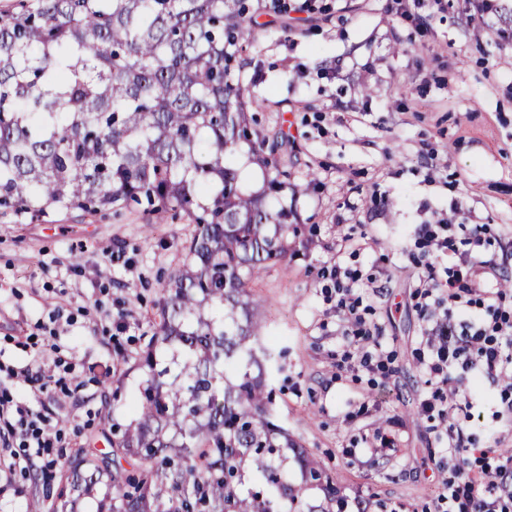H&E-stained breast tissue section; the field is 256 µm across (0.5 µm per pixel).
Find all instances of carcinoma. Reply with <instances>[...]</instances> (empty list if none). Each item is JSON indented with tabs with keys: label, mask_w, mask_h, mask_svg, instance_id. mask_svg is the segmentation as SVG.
<instances>
[{
	"label": "carcinoma",
	"mask_w": 512,
	"mask_h": 512,
	"mask_svg": "<svg viewBox=\"0 0 512 512\" xmlns=\"http://www.w3.org/2000/svg\"><path fill=\"white\" fill-rule=\"evenodd\" d=\"M281 0H24L0 12V209L43 216L137 207L198 227L166 284L143 358L133 419H112L107 448H79L27 512H332L336 488L303 448L288 479V431L256 355L261 323L245 285L288 255L297 214L279 180L280 133L258 132L263 101L235 74L257 14ZM266 172L259 191L242 147ZM324 502L307 501V484Z\"/></svg>",
	"instance_id": "obj_1"
}]
</instances>
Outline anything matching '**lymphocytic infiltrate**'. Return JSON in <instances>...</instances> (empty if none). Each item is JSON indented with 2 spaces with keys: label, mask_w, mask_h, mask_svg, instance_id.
Masks as SVG:
<instances>
[{
  "label": "lymphocytic infiltrate",
  "mask_w": 512,
  "mask_h": 512,
  "mask_svg": "<svg viewBox=\"0 0 512 512\" xmlns=\"http://www.w3.org/2000/svg\"><path fill=\"white\" fill-rule=\"evenodd\" d=\"M458 229L464 234L460 242L454 236ZM417 235L422 247L428 248L429 257L424 263L416 297L420 309L431 320L420 362L434 386L420 400L419 407L429 420L449 424L448 457L452 467L439 498L447 504L448 512H506L512 505V454H498L491 462L479 466L472 462V441L451 419L458 413L469 412L474 403L470 398H459L450 370L459 365L493 379L506 374L512 368V315L497 310L475 324L465 320L456 323L451 317L434 314L435 292L443 286L448 289L450 307L461 312L470 309L475 295L489 300L500 298V291L480 290L472 284V268L486 261L485 227L422 224ZM450 252L455 253V260L442 264V257ZM327 277L336 290V308L347 312L353 335L371 341L360 310L362 299L354 292L357 276L337 264L328 270ZM0 427L17 446L10 454L11 467L27 468L37 458L48 466L60 461L59 431L44 415L14 402L7 394L0 396Z\"/></svg>",
  "instance_id": "obj_1"
}]
</instances>
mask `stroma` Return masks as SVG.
I'll return each instance as SVG.
<instances>
[{"mask_svg": "<svg viewBox=\"0 0 512 512\" xmlns=\"http://www.w3.org/2000/svg\"><path fill=\"white\" fill-rule=\"evenodd\" d=\"M295 4L287 20L258 17L242 72L264 102L258 128L288 141V203L300 216L287 257L248 284L261 341L282 352L269 375L273 418L321 461L337 500L364 499L366 512H443L448 427L418 412L430 387L417 359L427 322L413 295L424 261L414 230L485 225L497 279H512V20L482 31L465 0H440L424 26L396 0ZM425 153L435 167L422 166ZM195 230L185 215L149 219L133 207L39 219L0 209V361L73 365L69 393L43 409L65 451L92 447L111 419L130 421L132 365ZM109 251L123 261L108 263ZM334 262L382 287L362 298L385 371L342 362L368 345L346 335L319 274ZM499 305L512 311V287ZM55 311L65 317L57 355L42 331ZM121 315L128 329L108 335ZM451 376L479 399L461 422L475 446L512 451L505 380L477 382L459 366ZM390 433L394 450L372 455L366 439ZM37 490L28 473L0 470V512H25Z\"/></svg>", "mask_w": 512, "mask_h": 512, "instance_id": "1", "label": "stroma"}]
</instances>
